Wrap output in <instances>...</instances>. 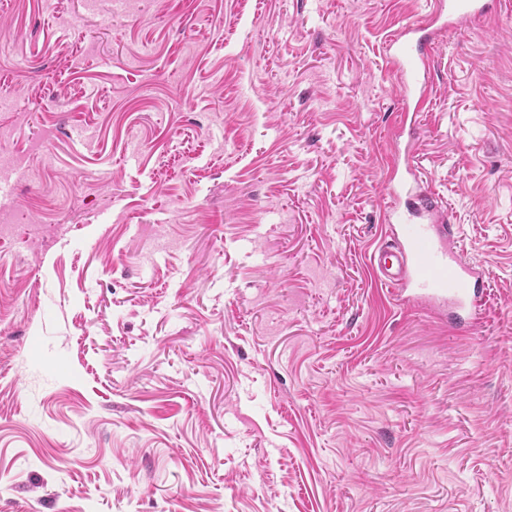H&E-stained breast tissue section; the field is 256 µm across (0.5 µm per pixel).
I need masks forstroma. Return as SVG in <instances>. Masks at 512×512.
<instances>
[{
    "label": "stroma",
    "mask_w": 512,
    "mask_h": 512,
    "mask_svg": "<svg viewBox=\"0 0 512 512\" xmlns=\"http://www.w3.org/2000/svg\"><path fill=\"white\" fill-rule=\"evenodd\" d=\"M419 176L475 325L374 283L422 0H0V512H512V0Z\"/></svg>",
    "instance_id": "stroma-1"
}]
</instances>
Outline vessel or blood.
I'll return each mask as SVG.
<instances>
[{"label":"vessel or blood","mask_w":512,"mask_h":512,"mask_svg":"<svg viewBox=\"0 0 512 512\" xmlns=\"http://www.w3.org/2000/svg\"><path fill=\"white\" fill-rule=\"evenodd\" d=\"M493 0H427L422 22L400 25L386 46V62L398 88L396 125L405 129L431 102L433 36L478 25ZM386 239L369 256L377 281L404 300L448 307L478 318L486 288L481 270L463 261L446 211L422 186L411 160L392 157L386 179Z\"/></svg>","instance_id":"b4317fda"}]
</instances>
